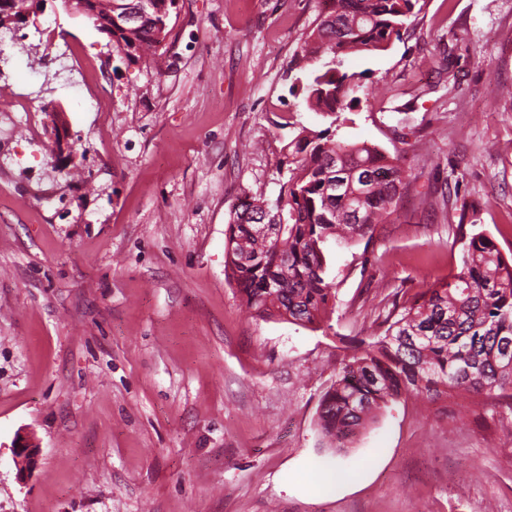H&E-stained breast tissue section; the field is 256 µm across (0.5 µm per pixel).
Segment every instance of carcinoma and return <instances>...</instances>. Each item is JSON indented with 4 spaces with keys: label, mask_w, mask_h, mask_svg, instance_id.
Wrapping results in <instances>:
<instances>
[{
    "label": "carcinoma",
    "mask_w": 512,
    "mask_h": 512,
    "mask_svg": "<svg viewBox=\"0 0 512 512\" xmlns=\"http://www.w3.org/2000/svg\"><path fill=\"white\" fill-rule=\"evenodd\" d=\"M326 12L298 59L317 66L290 87L309 110L330 119L304 125L286 144L287 175L270 205L244 201L230 214L224 275L253 315L314 326L335 309L329 244L352 246L373 236L402 200L407 174L399 158L366 142L337 137L353 110L360 74L344 69L354 53L385 50L402 36L420 0H327ZM173 3L156 0L151 14L113 32L126 58L156 52L171 33ZM461 269L402 308L392 307L382 330L344 354L321 396L319 425L346 448L377 412L411 395L436 400L450 391L512 399V263L485 234L458 224Z\"/></svg>",
    "instance_id": "carcinoma-1"
}]
</instances>
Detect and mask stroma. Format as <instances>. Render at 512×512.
I'll return each mask as SVG.
<instances>
[{
    "label": "stroma",
    "mask_w": 512,
    "mask_h": 512,
    "mask_svg": "<svg viewBox=\"0 0 512 512\" xmlns=\"http://www.w3.org/2000/svg\"><path fill=\"white\" fill-rule=\"evenodd\" d=\"M0 48V512H512V409L452 392L379 412L348 448L317 424L336 359L461 267L462 203L512 256V0H422L400 40L348 57L337 135L409 186L372 239L331 246L312 329L254 318L224 275L244 199L275 200L289 88L324 0H179L128 62L62 0ZM90 69L62 83L54 45ZM60 109L72 154L52 150ZM35 448L16 465L19 443Z\"/></svg>",
    "instance_id": "obj_1"
}]
</instances>
